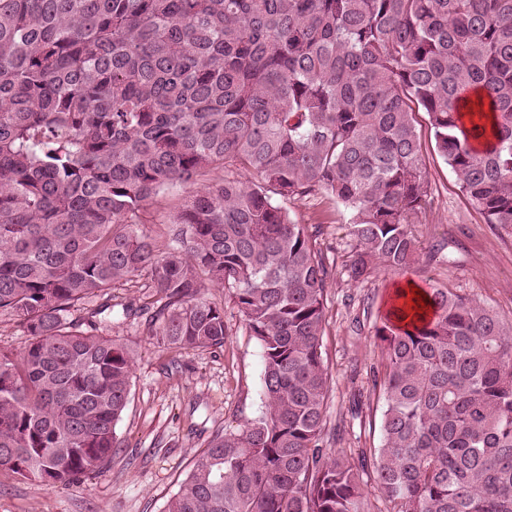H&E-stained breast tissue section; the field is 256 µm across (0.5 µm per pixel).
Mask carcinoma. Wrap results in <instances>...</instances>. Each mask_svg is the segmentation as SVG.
<instances>
[{
    "instance_id": "obj_1",
    "label": "carcinoma",
    "mask_w": 512,
    "mask_h": 512,
    "mask_svg": "<svg viewBox=\"0 0 512 512\" xmlns=\"http://www.w3.org/2000/svg\"><path fill=\"white\" fill-rule=\"evenodd\" d=\"M471 90L482 95L470 100ZM489 224L512 226V0H0V472L52 488L112 459L133 356L98 332L142 278L157 344L224 345L230 294L264 412L216 434L164 512H512V327L449 288L387 313L378 447H323L328 278L284 206L350 213V276L419 256L416 115ZM494 114L488 122L487 113ZM187 188L160 250L139 211ZM28 344V336L13 321L2 317L0 319V346L14 352H22Z\"/></svg>"
}]
</instances>
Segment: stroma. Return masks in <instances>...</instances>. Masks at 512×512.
Returning <instances> with one entry per match:
<instances>
[{
  "label": "stroma",
  "instance_id": "obj_1",
  "mask_svg": "<svg viewBox=\"0 0 512 512\" xmlns=\"http://www.w3.org/2000/svg\"><path fill=\"white\" fill-rule=\"evenodd\" d=\"M417 120L428 192L409 218L424 252L410 268L380 265L367 278L352 280L346 208L322 194L287 204L295 222L319 227L318 244L327 257L322 357L330 392L323 436L325 447L347 454L380 443L384 400L371 379L382 356L375 330L396 283L411 279L453 289L512 323V227L486 222L433 151L426 116ZM185 195L182 186H171L140 213L141 229L160 248L170 244L168 218ZM205 296L224 308V345L180 355L157 346L144 318L124 317L123 306L143 304L142 288H113V308L100 315V331L126 344L135 357L129 403L116 425L119 448L105 466L65 486L48 489L0 472V512H163L215 433L261 416L262 348L224 290L211 288Z\"/></svg>",
  "mask_w": 512,
  "mask_h": 512
}]
</instances>
